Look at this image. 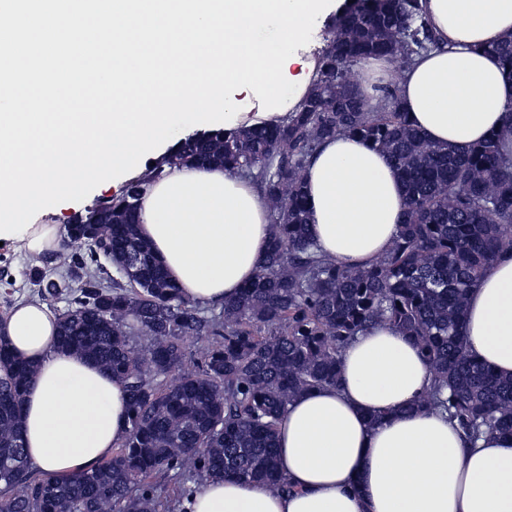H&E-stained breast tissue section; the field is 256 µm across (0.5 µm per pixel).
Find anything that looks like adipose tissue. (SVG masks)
Returning <instances> with one entry per match:
<instances>
[{"mask_svg": "<svg viewBox=\"0 0 512 512\" xmlns=\"http://www.w3.org/2000/svg\"><path fill=\"white\" fill-rule=\"evenodd\" d=\"M435 45L399 79L411 124L432 142L466 148L503 132L512 157V79L484 45L512 34V0H422ZM318 252L362 267L386 252L402 221L405 188L387 155L339 135L304 172ZM139 233L182 295L208 304L235 297L264 261L270 218L249 178L220 166H179L153 179ZM58 315L16 302L0 335L36 374L23 401V436L36 468L65 479L109 459L128 429L123 383L55 347ZM468 351L512 376V251L467 295ZM339 387L293 400L277 428L288 489L209 478L186 512H512V436L463 440L445 413L417 409L433 372L418 346L391 327L356 336L341 356Z\"/></svg>", "mask_w": 512, "mask_h": 512, "instance_id": "adipose-tissue-1", "label": "adipose tissue"}]
</instances>
